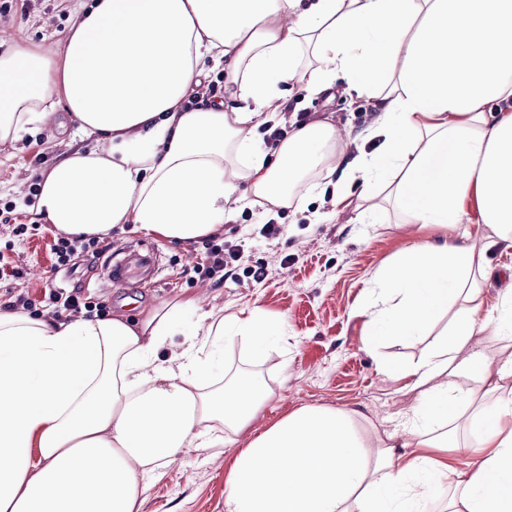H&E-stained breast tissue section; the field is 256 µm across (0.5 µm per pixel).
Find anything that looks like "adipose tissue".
Segmentation results:
<instances>
[{"label":"adipose tissue","mask_w":512,"mask_h":512,"mask_svg":"<svg viewBox=\"0 0 512 512\" xmlns=\"http://www.w3.org/2000/svg\"><path fill=\"white\" fill-rule=\"evenodd\" d=\"M219 72L228 101L193 104ZM339 80L374 100L377 151L346 156L349 132L327 119L264 147L289 84L315 95ZM61 108L88 141L41 174L33 211L68 236L132 224L191 242L248 198L300 209L315 171L334 205L382 194L406 223L436 225L474 209L488 246L512 244V0H93L61 54L34 41L0 52V145ZM485 276L463 237L415 242L371 279L368 349L453 317L417 363L379 365L419 393L400 424L416 456L401 466L392 445H369L356 412L303 406L240 451L224 512H435L443 487L448 512H512V360L472 343L512 334V301L480 313ZM281 330L261 308L217 317L196 299L138 320L0 309V512H135L146 476L247 428L269 397L261 377L216 369L225 337L259 365ZM176 335L181 352L157 363ZM461 429L478 461L435 459Z\"/></svg>","instance_id":"adipose-tissue-1"}]
</instances>
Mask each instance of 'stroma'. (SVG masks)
Wrapping results in <instances>:
<instances>
[{
	"label": "stroma",
	"mask_w": 512,
	"mask_h": 512,
	"mask_svg": "<svg viewBox=\"0 0 512 512\" xmlns=\"http://www.w3.org/2000/svg\"><path fill=\"white\" fill-rule=\"evenodd\" d=\"M86 2L36 0L27 22L9 20L5 26L14 41L40 40L52 51ZM300 112L313 120L330 119L354 135L376 117L368 98L346 91L341 83L319 95L308 94L297 84L290 86L288 120H295ZM74 132L69 114L61 111L51 130L26 133L16 144L0 146V208L13 206L19 222L28 226L21 236L0 228V255L20 272L19 278L0 283V304L8 301L13 290L37 305L48 288H75L100 303L105 313L136 320L160 303L202 294L207 310L216 314L237 315L257 306L285 327L270 361L258 369L273 394L256 419L242 431L225 432L214 447L190 449L167 467L162 479H146L138 512H224V478L240 450L264 427L302 406L359 412L360 430L371 440L396 430L415 404L417 392L411 377L385 374L377 362H417L432 339L390 340L377 353L367 351L360 310L369 297L371 278L398 251L422 239L455 238L464 232L472 243H482L487 233L484 225L474 221L442 229L405 224L381 197L375 200L374 213L359 224L355 221L358 198H350L337 214L331 190H319L306 200L305 212L326 213L321 224L309 223L305 213L288 208H242L229 223L231 240L239 245L242 258L220 282L195 271L205 261L201 241L178 244L129 224L115 228L109 237L113 246L153 254L154 266L142 280L112 287L100 260L81 258L75 266L56 268L52 246L57 229L17 202L16 187L36 186L42 173L32 166L33 155L42 154L46 164H53L73 146ZM270 221L282 228L274 240L262 233ZM485 264L483 301L489 311L512 294V247L488 249ZM259 268L265 269L266 277L258 282L252 273Z\"/></svg>",
	"instance_id": "35a3bbf8"
}]
</instances>
